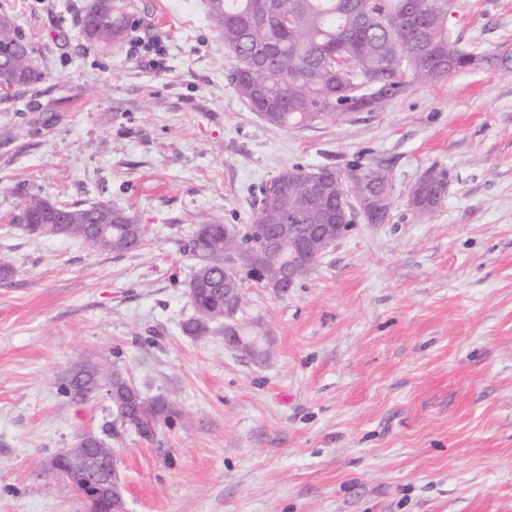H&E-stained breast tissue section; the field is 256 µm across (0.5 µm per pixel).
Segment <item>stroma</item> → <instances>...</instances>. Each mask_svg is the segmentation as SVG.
Masks as SVG:
<instances>
[{
    "label": "stroma",
    "mask_w": 512,
    "mask_h": 512,
    "mask_svg": "<svg viewBox=\"0 0 512 512\" xmlns=\"http://www.w3.org/2000/svg\"><path fill=\"white\" fill-rule=\"evenodd\" d=\"M87 3L0 0L43 74L0 91V512H84L44 468L85 432L114 451L127 512H512V74L280 129L238 98L207 0H124L131 26L106 45L80 33ZM454 3L460 46L512 47V0ZM139 37L157 48L131 52ZM378 164L386 223L355 218L288 292L245 282L235 318L269 330L264 362L222 323L183 334L197 224L251 223L253 193L294 166ZM434 164L448 195L419 218L405 192ZM32 195L124 208L148 241L29 234ZM83 357L179 418L147 440L106 395L72 401Z\"/></svg>",
    "instance_id": "obj_1"
}]
</instances>
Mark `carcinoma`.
Listing matches in <instances>:
<instances>
[{"mask_svg":"<svg viewBox=\"0 0 512 512\" xmlns=\"http://www.w3.org/2000/svg\"><path fill=\"white\" fill-rule=\"evenodd\" d=\"M276 12L260 11L256 0H208L210 15L219 25L224 46L238 59L230 76L237 95L266 122L278 128L301 127L317 120L339 119L349 112L372 110L403 94L409 84H429L458 71L496 67L512 68V49L485 54L457 46L448 29V0H279ZM129 17L120 0H93L80 23L81 34L93 44L122 40ZM12 47L13 59L0 61V86L8 89L41 79L29 62V46L13 20L0 14V46ZM310 172L293 167L270 180L254 196L250 224H223L211 219L198 225L191 246L199 265L188 288L193 315L182 323V332L198 339L199 327L224 318L226 308L236 311L243 279L225 278L224 257L238 259L248 269L263 260L261 235L268 225L296 223L304 232L324 224L323 204L308 196L304 179ZM450 177L448 170L432 166L414 183L410 211L424 218L442 204ZM328 199L347 201L368 214L367 223L389 219L394 200L389 173L382 166L330 180ZM49 208V201L32 196L19 215L24 228L34 232V219ZM112 212V234L94 231L89 213ZM133 218L110 204L72 207L66 237L94 251H131L128 237ZM105 389L116 418L143 438L178 416L175 404L164 396L144 395L119 370L90 358L77 361L62 385L78 402L89 401ZM61 477L78 493L82 481H96L93 474L69 475L65 453L57 454Z\"/></svg>","mask_w":512,"mask_h":512,"instance_id":"1","label":"carcinoma"}]
</instances>
